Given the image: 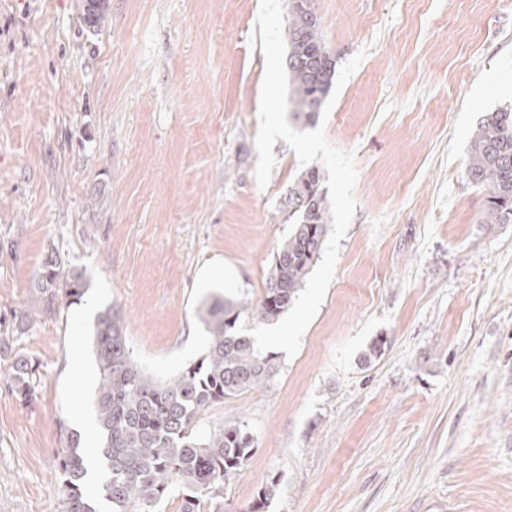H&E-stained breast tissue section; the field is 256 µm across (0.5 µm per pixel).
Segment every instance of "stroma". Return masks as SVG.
Listing matches in <instances>:
<instances>
[{
    "instance_id": "35a3bbf8",
    "label": "stroma",
    "mask_w": 512,
    "mask_h": 512,
    "mask_svg": "<svg viewBox=\"0 0 512 512\" xmlns=\"http://www.w3.org/2000/svg\"><path fill=\"white\" fill-rule=\"evenodd\" d=\"M86 3L0 0V337L38 307L49 252L84 275L13 342L31 400L0 376V512H62L58 452L93 436L97 311L120 310L155 380L196 362L202 303L262 297L302 171L280 139L255 180L259 0H105L98 29ZM313 7L337 65L366 53L325 123L357 207L296 355L202 417L255 437L224 501L243 512L275 478L267 512H512V223H484L466 175L512 99V0Z\"/></svg>"
}]
</instances>
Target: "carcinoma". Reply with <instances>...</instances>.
Returning <instances> with one entry per match:
<instances>
[{"label":"carcinoma","mask_w":512,"mask_h":512,"mask_svg":"<svg viewBox=\"0 0 512 512\" xmlns=\"http://www.w3.org/2000/svg\"><path fill=\"white\" fill-rule=\"evenodd\" d=\"M87 23L100 26L105 3L88 0ZM286 66L295 117L313 121L333 85L336 59L323 43L321 25L307 0H290ZM469 179L487 187L484 223H512V103L484 113L468 148ZM319 169L310 167L288 186L291 229L277 251L269 282L257 304L215 299L200 309L209 333L205 356L168 382H155L132 356L120 311L100 310L93 345L98 373L94 399L97 438L84 447L68 438L61 451L63 512H99L97 500L110 512H156L166 498L182 499L181 512H224V484L251 456L254 437L244 424L201 429L202 413L226 397L269 385L278 374L272 354L257 352L254 341L235 330L247 312L270 321L288 311L314 259L330 221ZM43 311L82 296V273L62 274L50 260L37 282ZM0 359L9 361L6 375L16 391L32 398L34 367L0 337ZM272 479L248 512H266L277 491Z\"/></svg>","instance_id":"cac0c4a2"}]
</instances>
